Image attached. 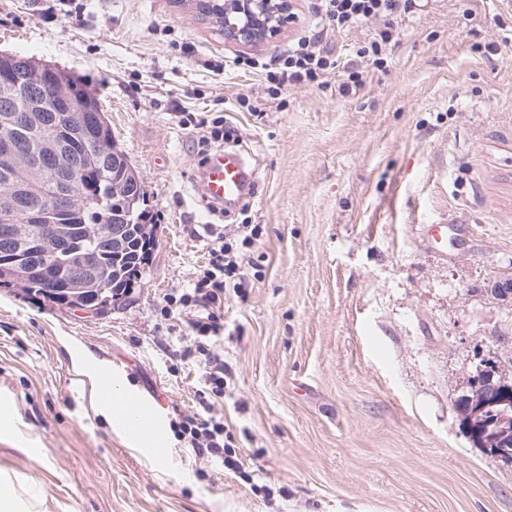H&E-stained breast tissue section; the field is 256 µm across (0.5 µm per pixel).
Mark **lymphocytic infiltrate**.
Instances as JSON below:
<instances>
[{
  "label": "lymphocytic infiltrate",
  "instance_id": "1",
  "mask_svg": "<svg viewBox=\"0 0 512 512\" xmlns=\"http://www.w3.org/2000/svg\"><path fill=\"white\" fill-rule=\"evenodd\" d=\"M420 0H321L314 20L315 32L303 36L277 56L274 68L266 74L268 82L277 90L324 87L325 78L332 72H342L345 80L340 86L342 94L356 93L364 85L359 61L382 65L383 56L397 34L396 20L403 14L421 9ZM371 31L368 42L355 52L356 62L342 61L324 43L327 35H341L358 27ZM212 242L208 262L194 276L190 287L173 291L164 298L161 314L165 319L182 316L193 337L183 351L184 356L199 355L198 363L206 390L223 397L224 364L212 352L211 341L224 327V303L228 292L244 288L247 269L252 260L247 252L259 235L257 227L245 230L240 248H233L224 240L223 233L209 229ZM175 429L180 438L188 440L199 454L221 459L228 469H237L231 457L233 437L224 422L211 415L195 414L183 417Z\"/></svg>",
  "mask_w": 512,
  "mask_h": 512
}]
</instances>
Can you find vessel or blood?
Segmentation results:
<instances>
[{
	"instance_id": "vessel-or-blood-1",
	"label": "vessel or blood",
	"mask_w": 512,
	"mask_h": 512,
	"mask_svg": "<svg viewBox=\"0 0 512 512\" xmlns=\"http://www.w3.org/2000/svg\"><path fill=\"white\" fill-rule=\"evenodd\" d=\"M201 176L204 194L211 203L231 204L246 194L253 174L239 153L220 151L209 156ZM123 406L129 420L128 433L130 437H137L139 421L148 413L149 406L134 397L124 398Z\"/></svg>"
}]
</instances>
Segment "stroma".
Here are the masks:
<instances>
[{
  "mask_svg": "<svg viewBox=\"0 0 512 512\" xmlns=\"http://www.w3.org/2000/svg\"><path fill=\"white\" fill-rule=\"evenodd\" d=\"M82 25L45 0H0V52L69 72L97 97L140 172L158 245L112 310L89 317L0 288V476L33 512H512V465L469 439L455 408L483 358L512 357V0H430L399 18L357 94H270L247 66L312 23L315 0L268 44L225 43L192 0H86ZM501 51L486 52L488 39ZM261 100L263 114L247 103ZM223 116L256 172L247 215L199 203L184 114ZM259 225L242 297L216 343L230 380L211 401L238 470L172 421L201 412L190 337L164 297L208 260L204 225L240 244ZM425 224H456L445 247ZM157 409L164 455L131 443L94 372Z\"/></svg>",
  "mask_w": 512,
  "mask_h": 512,
  "instance_id": "stroma-1",
  "label": "stroma"
}]
</instances>
